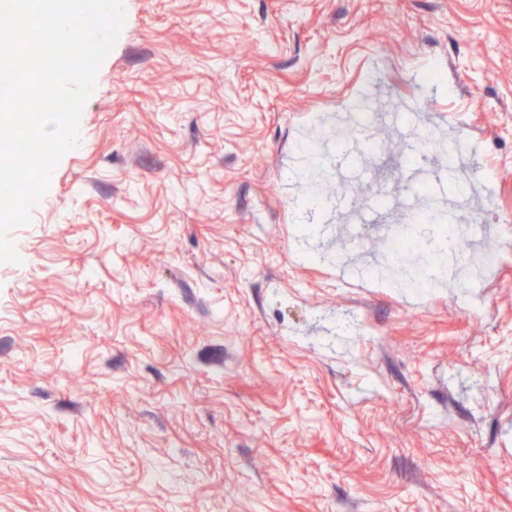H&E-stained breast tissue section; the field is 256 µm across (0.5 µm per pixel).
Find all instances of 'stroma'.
<instances>
[{
	"instance_id": "stroma-1",
	"label": "stroma",
	"mask_w": 512,
	"mask_h": 512,
	"mask_svg": "<svg viewBox=\"0 0 512 512\" xmlns=\"http://www.w3.org/2000/svg\"><path fill=\"white\" fill-rule=\"evenodd\" d=\"M124 8L0 264V512H512V0ZM355 98L345 191L410 203L351 240L294 160ZM428 208L485 288L377 276ZM497 263V257L488 253H473L466 259L463 274L466 280H478L483 271Z\"/></svg>"
}]
</instances>
